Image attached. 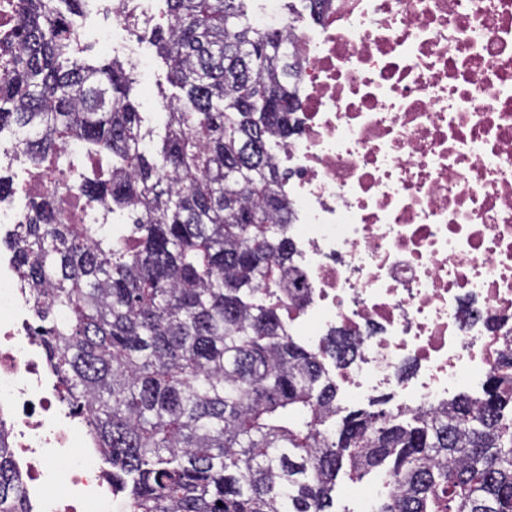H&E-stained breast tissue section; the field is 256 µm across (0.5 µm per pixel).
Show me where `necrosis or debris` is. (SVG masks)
<instances>
[{
	"label": "necrosis or debris",
	"mask_w": 512,
	"mask_h": 512,
	"mask_svg": "<svg viewBox=\"0 0 512 512\" xmlns=\"http://www.w3.org/2000/svg\"><path fill=\"white\" fill-rule=\"evenodd\" d=\"M113 56L137 60L120 0ZM260 27L301 61L285 172L303 289L293 335L357 337L335 367L343 403L389 397L416 414L481 399L512 354V0H320ZM0 261V425L42 512H111L116 494L86 421L65 407Z\"/></svg>",
	"instance_id": "obj_1"
}]
</instances>
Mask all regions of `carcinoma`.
<instances>
[{
	"mask_svg": "<svg viewBox=\"0 0 512 512\" xmlns=\"http://www.w3.org/2000/svg\"><path fill=\"white\" fill-rule=\"evenodd\" d=\"M137 18L181 95L156 131L133 97L135 63L78 57L62 14L82 0H19L0 64V131L48 173L77 144L94 161L81 196L129 239L68 224L58 186L6 244L48 361L112 466L131 512H331L336 478L382 471L378 512H512V375L491 370L482 399L406 417L342 413L327 362L353 356L334 333H288L269 285L291 275L285 175L268 149L294 131L288 35L259 28L245 0H162ZM341 416L339 428L326 423ZM0 512H32L0 432Z\"/></svg>",
	"mask_w": 512,
	"mask_h": 512,
	"instance_id": "cac0c4a2",
	"label": "carcinoma"
}]
</instances>
